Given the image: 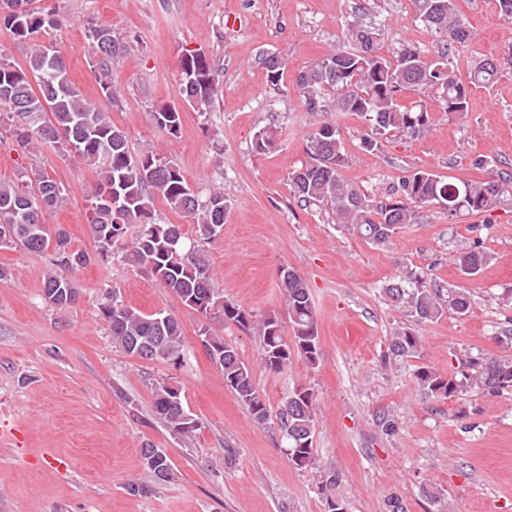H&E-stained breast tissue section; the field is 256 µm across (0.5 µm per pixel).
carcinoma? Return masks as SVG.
I'll return each mask as SVG.
<instances>
[{
	"mask_svg": "<svg viewBox=\"0 0 512 512\" xmlns=\"http://www.w3.org/2000/svg\"><path fill=\"white\" fill-rule=\"evenodd\" d=\"M17 0H0V19L24 40L35 38L53 21L32 9L18 17L9 12ZM415 15L428 25L446 45L464 46L472 31L460 14L455 0H411ZM344 44L329 51L309 68L294 77L306 111L311 113L354 112L368 123L360 144L366 151L382 147L384 136L396 132L416 136L428 127L430 112L422 102L406 106L400 102L405 91L424 94L435 90L444 111L462 114L469 110L472 87L494 81L497 67L486 58L469 73L468 81L458 77L453 64L443 57L428 58L419 50L404 48L386 59L376 53L373 32L355 20L348 27ZM108 39L105 47L95 46V73L105 99H112V55L120 44L112 27H94L89 37L99 32ZM192 73L181 76L180 96L201 113L208 112L216 95L214 69L207 58L180 60ZM38 89H33L32 84ZM0 112L13 121L16 143L34 148L41 141L60 143L76 160L83 162L96 176L91 198L89 232L96 250L88 253L71 248L66 230L42 219L44 212L61 207L64 188L38 170L24 173L20 182H0V246H19L36 255L53 250V268L46 271L43 297L58 309L70 307L79 289L72 274L99 259H106L120 245L131 224L144 229L137 239L134 257L147 266L186 307L201 314L206 322L200 327L204 347L221 369L224 382L247 409L253 421L264 426L271 417L266 401L256 390L250 367L237 348L224 337L211 332L209 320H219L242 329H255L260 341L261 361L266 368L280 372L292 359L300 357L309 367L321 357L315 310L305 280L294 270H280L285 308L292 330L284 336L278 316L254 324L251 312L224 300V294L212 277L204 251L198 245L186 246L180 224L149 222L155 198L192 219L198 237L213 241L220 236L231 202L221 188L204 196L188 186L180 169L171 161L153 154L132 157L127 135L112 122L100 104L86 100L71 83L63 56L55 57L36 44L26 66L0 60ZM156 127L172 138L178 137L182 117L176 105H164L154 112ZM277 133L262 128L255 135V148L266 151L275 145ZM307 159L291 173L293 197L304 203L332 210L336 223L350 227L367 243L376 247L390 244L397 230L415 224L420 210L440 205L452 219L467 212L488 210L512 184V173L497 180H445L425 170L406 176L396 193L374 200L346 180L341 173L345 164L342 132L337 123L318 121L307 138ZM484 252L470 249L459 255V266L466 275H474L486 263ZM392 306L406 321L393 336L385 359L388 362L413 358L422 349L421 336L411 324L433 321L445 312L465 314L470 308L466 291L454 286L444 291L430 289L416 270L405 269L384 288ZM112 344L143 360L180 357L183 330L179 321L163 312L145 314L113 297L102 307ZM463 378L447 377L435 368L420 365L413 378L428 397L447 399L462 388H478L490 393L512 391V354L475 357L467 361ZM152 413L174 437L190 439L200 429L198 419L186 409L181 390L162 383L152 398ZM277 418L288 441V460L297 469L313 465L315 421L312 393L299 390L289 395L278 410ZM139 454L153 483L173 478L165 449L150 442L142 444Z\"/></svg>",
	"mask_w": 512,
	"mask_h": 512,
	"instance_id": "carcinoma-1",
	"label": "carcinoma"
}]
</instances>
